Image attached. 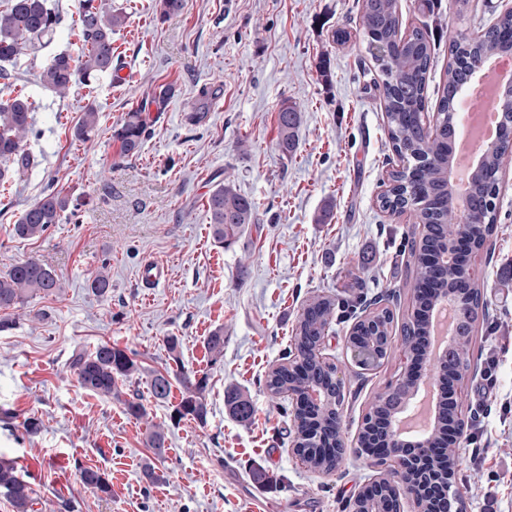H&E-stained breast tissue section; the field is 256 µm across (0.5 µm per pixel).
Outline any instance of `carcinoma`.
<instances>
[{
  "label": "carcinoma",
  "instance_id": "cac0c4a2",
  "mask_svg": "<svg viewBox=\"0 0 512 512\" xmlns=\"http://www.w3.org/2000/svg\"><path fill=\"white\" fill-rule=\"evenodd\" d=\"M61 23L59 7L49 0H7L0 10V78H9L7 66L15 63L23 51L50 37ZM78 27L83 49L80 57L59 53L50 58L39 74L40 84L58 94L69 91L81 77L88 83L112 73V33L126 23V15L106 11L98 0H80ZM361 30L366 49L375 59L381 73L382 101L387 120V133L394 152L408 164L389 174L388 189L378 198L384 211L416 212L417 223L426 225L420 241L411 244L413 294L420 302L404 325L410 340L404 342L409 354L421 361L426 358L424 341L429 337V322L424 310L439 298L452 294L460 303L462 350L453 354L451 362L461 366L470 360L477 323L478 307L471 303L469 284L458 265L438 259L445 243L455 237L460 227L475 221L482 225L480 234L470 239V246L479 249L495 232L497 175L512 150L494 146L486 155L484 166L472 177L470 195L464 202H456L448 194L444 173L448 170L452 138L455 135L453 112L458 95L469 84L472 71L498 52L512 49V11L497 20L482 34L470 38L456 37L448 44L449 62L446 79L438 104L437 134L432 137L422 124L419 113L425 108V92L432 68L434 46L427 35L415 27L401 33L397 0H362ZM174 92V85L157 87L150 104L163 111ZM503 121L499 139L512 137V89L500 102ZM146 108L138 106L123 113L115 124L112 138L118 142L120 156L139 155L149 136ZM301 109L295 103L283 102L278 113L279 137L277 148L284 156L292 155L298 145ZM98 124V111L90 105L82 113L74 128V136L82 141L90 138ZM31 117V104L22 95L0 99V182L9 181L14 173H21L31 165V156L24 142L39 139ZM80 203L63 191L49 186L38 200L30 204L13 225L14 236L24 240L42 238L49 228L60 223L64 213L78 218ZM210 236L215 245L229 248L236 244L250 225L258 223L257 206L253 198L239 192L232 181L218 183L207 200ZM89 287L106 297L111 292L109 275L101 270ZM60 279L37 257L28 256L16 262L0 276V312L20 308L33 294L53 296L59 293ZM336 299L331 296L313 297L300 314L293 337L294 346L283 362L266 375L264 387L273 396L292 390L301 392L303 386L314 384L325 390L320 407L310 411L303 404L293 408V443L308 453L311 466L322 473L336 470V462L343 454L336 450V416L343 413L344 382H336L337 366L318 354L323 333L336 317ZM374 331L383 334L392 331L394 315L390 308L377 309L373 318ZM207 350L212 363L224 357V328L212 331L207 338ZM70 367L80 386L99 396L120 402L125 411L135 417L146 415L144 404L138 398H122V386L139 366L125 350L101 344L92 352L73 356ZM179 381L183 387L180 402L174 407L171 419L180 422L193 420L207 423L209 377L206 374L182 372ZM411 381L398 389H387L370 403L360 431L357 457L369 454V465H377L382 449L371 447L370 434L383 427L394 415L410 391ZM172 377L156 372L150 381L151 396L158 401L169 398ZM230 415L242 424L250 421L253 407L250 398L239 390L225 395ZM458 397L445 399L440 418L441 429L435 431L432 447L438 449L441 462H448L451 453L445 429L448 422L458 417ZM79 480L88 489L108 495L111 486L105 473L92 467L79 470ZM0 495L5 497L14 512H37L39 504L30 482L25 480L14 462L0 459Z\"/></svg>",
  "mask_w": 512,
  "mask_h": 512
}]
</instances>
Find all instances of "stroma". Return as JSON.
<instances>
[{
	"label": "stroma",
	"mask_w": 512,
	"mask_h": 512,
	"mask_svg": "<svg viewBox=\"0 0 512 512\" xmlns=\"http://www.w3.org/2000/svg\"><path fill=\"white\" fill-rule=\"evenodd\" d=\"M126 11L112 36V73L76 83L66 95L38 81L53 55H80L79 0H58L62 22L50 43L22 55L1 87L33 106L39 140L30 141L32 167L0 186V274L28 256L55 270L59 297L34 295L0 331V456L43 462L31 484L44 512H250L252 466L275 478L264 490L267 512H346L376 475L352 449L372 400L402 371L396 358L377 369L360 367L344 345L352 317L333 321L323 353L346 386L342 435L351 452L330 474L300 465L292 453L289 398L264 388L294 336L304 304L316 295H352L353 276L364 296L394 292V336H401L413 294L410 247L419 235L411 213L381 211L377 197L400 160L385 131L373 81L379 72L360 41H331L338 26L358 27L360 0H186L182 13L161 17L156 0H103ZM402 31L424 28L434 44L423 120L433 125L448 68L449 37L481 34L512 0H434L419 10L398 0ZM175 93L164 111L146 114L150 135L142 153L119 155L112 127L130 107L148 102L158 85ZM218 90L205 114L202 88ZM302 111L298 147L278 151L277 117L283 101ZM96 106L98 131L73 136L87 106ZM231 180L258 206L259 226L231 248L215 247L206 201L217 183ZM82 204L79 220L62 219L45 237L23 240L12 228L47 186ZM332 222L316 223L325 201ZM497 229L476 259L485 316L472 343L475 368L460 390L467 431L487 446L463 460L457 485L464 512H512V162L499 174ZM164 265L154 288L139 279L145 260ZM112 283L108 297L89 283L100 267ZM224 330V356L211 363L206 339ZM178 337L171 359L167 337ZM109 343L125 349L140 370L123 391L137 395L145 418L116 400L83 390L70 368L76 353ZM494 366L492 394L483 375ZM208 373L206 424L171 421L183 391L151 397L156 371ZM238 389L253 402L249 424L233 420L224 393ZM36 418V433L23 423ZM162 426L166 450L147 446L151 426ZM82 466L108 477L110 495L94 493L78 476ZM158 481H147L145 468Z\"/></svg>",
	"instance_id": "obj_1"
}]
</instances>
